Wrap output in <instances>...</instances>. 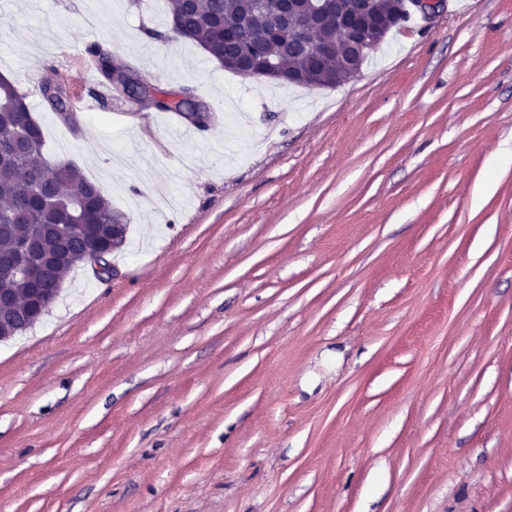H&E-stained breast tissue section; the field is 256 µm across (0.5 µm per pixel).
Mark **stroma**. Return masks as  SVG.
<instances>
[{
  "label": "stroma",
  "instance_id": "1",
  "mask_svg": "<svg viewBox=\"0 0 512 512\" xmlns=\"http://www.w3.org/2000/svg\"><path fill=\"white\" fill-rule=\"evenodd\" d=\"M165 0H8L45 155L126 213L0 342V512H512V0H446L338 87L144 40ZM101 43L176 112L99 83ZM71 100L63 123L30 62ZM184 94L182 92H178L175 95L171 96V99L178 101L177 103H171L166 99L154 97L150 104L154 108L165 111V112H184V118L191 122L196 124H203V123H209L211 119V113L206 114V112H185V111H191L190 103L188 101L182 100L184 98Z\"/></svg>",
  "mask_w": 512,
  "mask_h": 512
}]
</instances>
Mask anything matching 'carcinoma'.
<instances>
[{
	"label": "carcinoma",
	"mask_w": 512,
	"mask_h": 512,
	"mask_svg": "<svg viewBox=\"0 0 512 512\" xmlns=\"http://www.w3.org/2000/svg\"><path fill=\"white\" fill-rule=\"evenodd\" d=\"M166 34L195 42L207 56L224 68L236 71L251 46L261 48L272 57H280L288 66L314 70L322 78L321 86L336 85L342 70L345 49L341 46L328 55L314 59L295 47L283 51L268 40L272 14L267 10L245 13L244 0H169ZM95 76L112 82V58L99 44L89 49ZM152 106L165 112H185L190 103H171L157 90ZM28 96L18 80L0 75V143L19 136L25 148L13 162L0 167V252L10 251L20 239H36L45 248H55V240L47 235L52 224H109L128 222L127 216L114 208L99 186L77 174L65 162H51L43 154L44 134L40 123L31 119ZM85 255L76 241L59 269L58 278ZM11 291L24 303L30 285L0 267V289Z\"/></svg>",
	"instance_id": "obj_1"
}]
</instances>
